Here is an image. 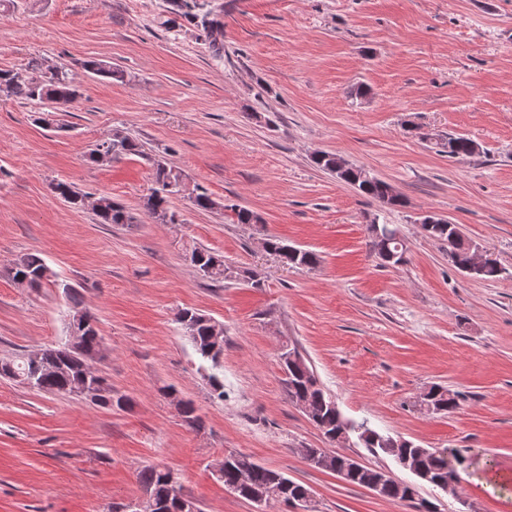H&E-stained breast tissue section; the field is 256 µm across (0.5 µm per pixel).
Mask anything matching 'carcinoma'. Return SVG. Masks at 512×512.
<instances>
[{
  "label": "carcinoma",
  "mask_w": 512,
  "mask_h": 512,
  "mask_svg": "<svg viewBox=\"0 0 512 512\" xmlns=\"http://www.w3.org/2000/svg\"><path fill=\"white\" fill-rule=\"evenodd\" d=\"M170 17L162 22L169 28L178 26V19L185 18L200 27L205 38L214 48H219L224 33V23L219 15L198 3V0H170ZM85 71L103 78L124 81L122 70L100 60L84 62ZM0 96L7 99L26 101L35 106L48 109L53 104L68 105L81 97L80 86L71 70L59 66L49 69L39 78L27 74V70H0ZM98 147L112 153V161L120 162L130 155L142 156L151 163L153 168V187L142 198L141 210L150 218L167 220L169 224L178 223L177 214L173 209L174 195L179 188L173 186L178 181L181 172L160 159L144 153L142 145L127 134L116 131L102 140ZM478 144L464 135H448V141L439 146V152L448 154L450 158L467 157L476 154ZM311 162L323 171L333 172L336 168V155L330 152L317 151L311 155ZM365 169L352 166L341 172L343 182L354 186L363 195L376 201L384 208H395L404 205L403 197L394 192L388 182L373 175L364 176ZM51 191L65 201L79 206L81 195L64 181H53ZM102 205L93 209L100 224H135V213L125 206L115 202L106 195L99 196ZM193 207L199 211L211 212L219 207L207 192L201 191L191 197ZM366 230L369 246L376 257L384 264H398L402 259H390L385 253L384 243L393 240L399 231L390 224L371 222ZM426 236L448 244V261L457 269L466 267L470 261L471 242L463 237L458 226L452 223L432 224L422 227ZM266 249L278 256L280 260L296 268H313L319 263V256L308 250H301L284 243L276 236H269ZM186 257L202 276L215 281L226 279L224 276V256L214 253L205 247H194L187 252ZM9 272L15 281L25 280L30 288H42L56 284L53 273L44 260L36 254H27L16 260ZM503 272L495 258H486L484 264L471 273V277L484 281L497 279ZM176 321L186 335L200 358L210 364L212 373L209 381L217 397H224L223 373L224 347L213 348L210 317L195 310L183 309L176 314ZM101 336L99 330L88 329L78 335L65 347L48 346L40 349L37 363L38 390L51 394H74L85 381L86 373L82 358L91 356L99 351ZM32 364L28 359L20 362L14 360L0 361V375L17 380L25 378L30 373ZM284 384L288 398L293 403L305 401L307 416L330 442L336 441V436L348 424L339 411L336 403L319 386L312 368L305 362L288 366ZM429 402L438 412L452 414L459 406V392L441 385L429 388ZM352 432L358 433V439L363 447L373 455H386L393 459L411 457L419 469L429 473L434 479L448 477V465L456 466V472L466 470V453L464 448H445L433 450L422 448L411 441L400 437L385 446L379 440L381 433L362 422L351 426ZM172 470L160 465H148L138 474V482L143 493L154 497L162 504L160 512H181L180 506L173 499H168L167 490ZM280 478L285 482L283 503L290 499L304 496L310 490L301 483L285 477L280 471L262 465L247 454L231 452L224 456V468L217 480L224 483V488L246 499L248 494L258 488H263ZM381 497L391 500L406 501L414 504L417 512H431L429 503L416 500L417 493H406L393 483L379 491Z\"/></svg>",
  "instance_id": "obj_1"
}]
</instances>
